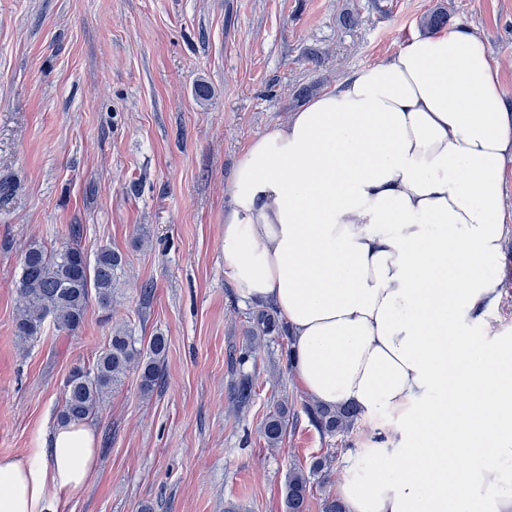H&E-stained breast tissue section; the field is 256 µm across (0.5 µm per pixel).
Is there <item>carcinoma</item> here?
<instances>
[{
    "label": "carcinoma",
    "instance_id": "obj_1",
    "mask_svg": "<svg viewBox=\"0 0 512 512\" xmlns=\"http://www.w3.org/2000/svg\"><path fill=\"white\" fill-rule=\"evenodd\" d=\"M80 230H72L71 241L58 248L31 243L20 260L16 281L19 309L14 335L25 345L43 332L50 323L59 331L74 334L81 327L90 304L109 312L118 294L124 259L120 252L108 246L98 249L90 258L78 243ZM277 314L259 310L252 315V340L281 332ZM168 342L163 335L149 338L145 344L127 330H116L92 364L76 365L63 385V399L57 414L61 423L91 422L99 413L105 399L118 388L127 372L139 370L140 387L151 393L164 375ZM238 407L247 406L253 397V382L241 376L232 394ZM304 412L318 430L333 436L352 429L359 413L352 405L331 408L319 404L304 406ZM289 422L288 407L281 405L266 416L263 435L270 447L283 440ZM325 463L314 460L309 470L293 467L288 474L285 490L286 512H306L311 493V476L322 471Z\"/></svg>",
    "mask_w": 512,
    "mask_h": 512
}]
</instances>
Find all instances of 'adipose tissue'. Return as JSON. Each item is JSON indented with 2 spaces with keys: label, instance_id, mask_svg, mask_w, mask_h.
Listing matches in <instances>:
<instances>
[{
  "label": "adipose tissue",
  "instance_id": "ef3b65f1",
  "mask_svg": "<svg viewBox=\"0 0 512 512\" xmlns=\"http://www.w3.org/2000/svg\"><path fill=\"white\" fill-rule=\"evenodd\" d=\"M512 103L484 41L413 35L251 140L224 210V276L271 306L317 403L394 415L345 512H512V332L471 334L496 306ZM402 471L387 476L388 461ZM89 424L0 456V512H65L95 471Z\"/></svg>",
  "mask_w": 512,
  "mask_h": 512
}]
</instances>
